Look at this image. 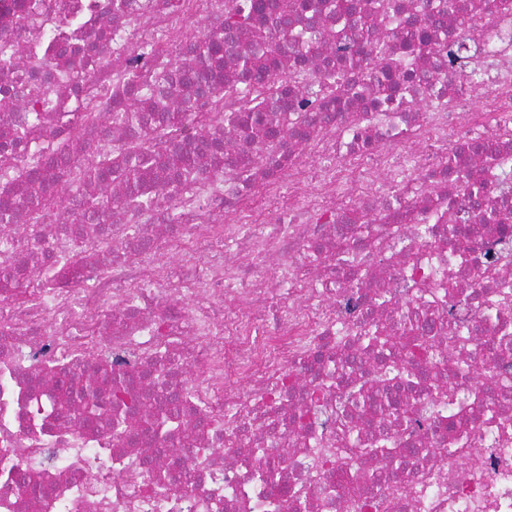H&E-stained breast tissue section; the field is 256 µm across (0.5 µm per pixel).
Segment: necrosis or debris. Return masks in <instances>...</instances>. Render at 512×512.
Returning <instances> with one entry per match:
<instances>
[{
	"label": "necrosis or debris",
	"instance_id": "obj_1",
	"mask_svg": "<svg viewBox=\"0 0 512 512\" xmlns=\"http://www.w3.org/2000/svg\"><path fill=\"white\" fill-rule=\"evenodd\" d=\"M27 2L0 0L1 194L26 196L47 145L67 196L79 167L133 144L164 161L148 182L200 174L151 211L94 215L71 284L21 302L0 279V512H512V0H390L340 40L334 10L277 0L319 32L306 56L276 51L275 27L242 30L197 84L190 45L224 37L236 0H47L40 39ZM422 37L441 51L408 53ZM146 43L143 84L170 78L162 111L279 91L313 104L270 107L282 134L257 143L214 124L131 137L107 118ZM244 50L264 79L243 81ZM384 72L401 101L375 87ZM91 96L97 126L61 121ZM32 110L41 124L13 146ZM72 248L49 207L0 237L13 258ZM368 329L442 355L386 414L358 397L381 396L405 354Z\"/></svg>",
	"mask_w": 512,
	"mask_h": 512
}]
</instances>
